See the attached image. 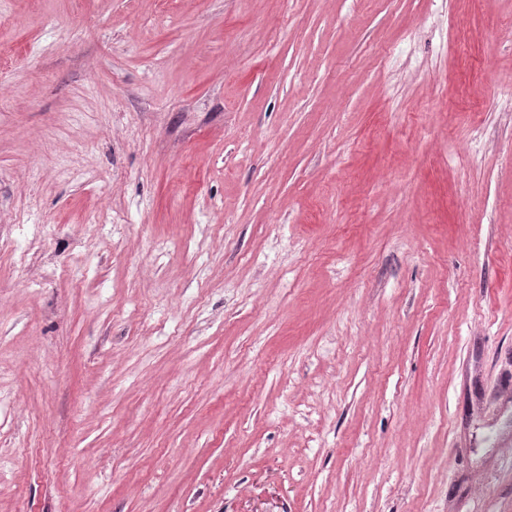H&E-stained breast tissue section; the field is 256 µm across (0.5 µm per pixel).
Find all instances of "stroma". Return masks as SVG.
I'll return each instance as SVG.
<instances>
[{
    "instance_id": "obj_1",
    "label": "stroma",
    "mask_w": 512,
    "mask_h": 512,
    "mask_svg": "<svg viewBox=\"0 0 512 512\" xmlns=\"http://www.w3.org/2000/svg\"><path fill=\"white\" fill-rule=\"evenodd\" d=\"M512 0H0V512H512Z\"/></svg>"
}]
</instances>
